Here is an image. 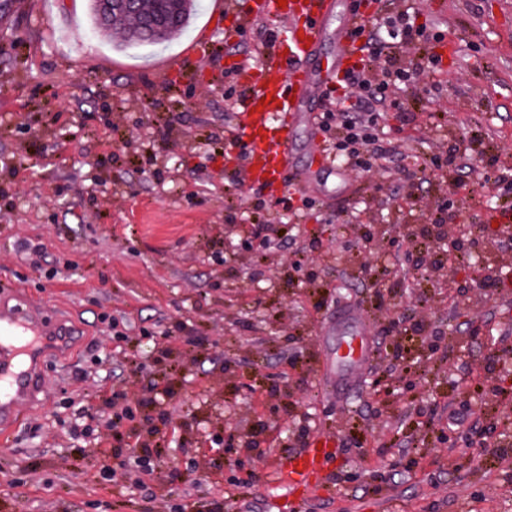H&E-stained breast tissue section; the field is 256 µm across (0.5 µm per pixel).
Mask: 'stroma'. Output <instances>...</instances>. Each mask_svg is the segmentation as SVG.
<instances>
[{
    "mask_svg": "<svg viewBox=\"0 0 512 512\" xmlns=\"http://www.w3.org/2000/svg\"><path fill=\"white\" fill-rule=\"evenodd\" d=\"M251 5L203 0L188 28L150 47L98 32L88 0H47L43 14L31 0H0V302L25 298L81 327L68 359L45 358L37 403L0 441V512L50 502L57 512H512V437L496 398L449 386L492 347L512 345V223H502L487 177L512 171V0H419L422 22L444 36L430 45L441 63L399 103L443 119L417 134L414 150L477 147L451 180L424 173L410 195L398 181L378 191L317 163L327 84L292 121L293 165L280 187L245 179L229 130L246 88L231 62L260 69L284 26ZM447 195L460 223L483 227L477 253L502 288L450 301L444 283L471 281L474 268L442 269L423 283L427 304L410 293L391 300L425 331L382 333L361 235L378 242L398 225L428 223ZM353 210L362 232L336 220ZM267 221L280 230L274 263L244 243L248 225ZM20 239L44 249L20 258ZM104 311L137 332L125 354L113 325L98 320ZM477 315L485 325L475 337ZM363 331L368 364L351 385L329 387L338 343ZM188 336L209 342L192 350ZM431 342L451 347L453 360L434 353L420 375L401 374L392 346L411 357ZM85 370L110 389L135 378L157 398L140 421L159 451L151 491L99 476L130 448L99 453L92 439H73ZM376 378L401 382L403 399L366 393ZM464 401L469 428L449 427ZM306 436L334 440L325 471L284 487L276 466ZM481 441L502 458L473 452Z\"/></svg>",
    "mask_w": 512,
    "mask_h": 512,
    "instance_id": "stroma-1",
    "label": "stroma"
}]
</instances>
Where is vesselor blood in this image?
<instances>
[{
    "label": "vessel or blood",
    "mask_w": 512,
    "mask_h": 512,
    "mask_svg": "<svg viewBox=\"0 0 512 512\" xmlns=\"http://www.w3.org/2000/svg\"><path fill=\"white\" fill-rule=\"evenodd\" d=\"M336 8V0H289L278 10L288 22L279 35L278 53L258 73L244 75L248 94L238 135L245 150V174L260 188H273L287 171L292 149L287 118L301 111L310 93L306 62L315 57L321 32ZM355 24V15L347 14L346 32L324 81L350 67L356 42L349 31ZM71 339L72 333L62 321L48 319L42 311L0 305V436L17 425L21 403L33 401L40 390L46 353L64 347ZM325 457L317 443H310L279 462L278 479L288 485L318 473Z\"/></svg>",
    "instance_id": "obj_1"
}]
</instances>
